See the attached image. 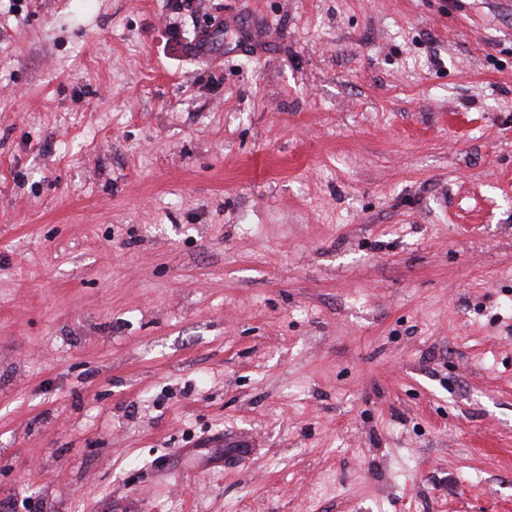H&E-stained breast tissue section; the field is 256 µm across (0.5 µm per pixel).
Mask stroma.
Wrapping results in <instances>:
<instances>
[{
    "label": "stroma",
    "mask_w": 512,
    "mask_h": 512,
    "mask_svg": "<svg viewBox=\"0 0 512 512\" xmlns=\"http://www.w3.org/2000/svg\"><path fill=\"white\" fill-rule=\"evenodd\" d=\"M0 512H512V0H0Z\"/></svg>",
    "instance_id": "stroma-1"
}]
</instances>
